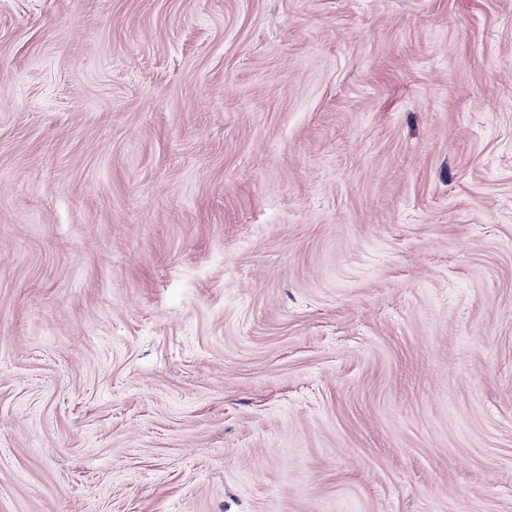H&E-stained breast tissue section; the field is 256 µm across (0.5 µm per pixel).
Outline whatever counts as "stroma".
I'll return each mask as SVG.
<instances>
[{"mask_svg": "<svg viewBox=\"0 0 512 512\" xmlns=\"http://www.w3.org/2000/svg\"><path fill=\"white\" fill-rule=\"evenodd\" d=\"M0 512H512V0H0Z\"/></svg>", "mask_w": 512, "mask_h": 512, "instance_id": "obj_1", "label": "stroma"}]
</instances>
